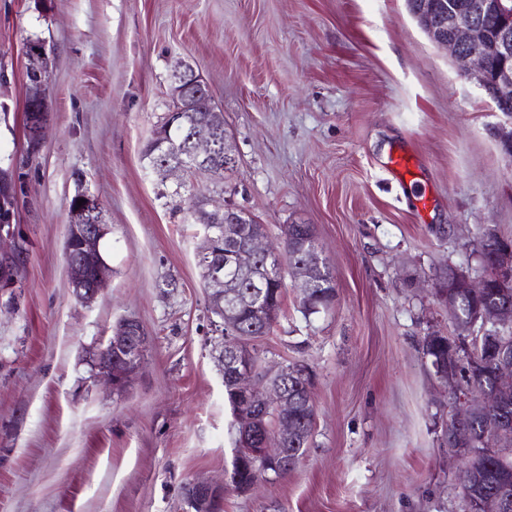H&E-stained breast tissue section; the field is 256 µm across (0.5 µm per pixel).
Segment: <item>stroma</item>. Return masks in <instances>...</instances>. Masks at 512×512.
Here are the masks:
<instances>
[{
  "instance_id": "35a3bbf8",
  "label": "stroma",
  "mask_w": 512,
  "mask_h": 512,
  "mask_svg": "<svg viewBox=\"0 0 512 512\" xmlns=\"http://www.w3.org/2000/svg\"><path fill=\"white\" fill-rule=\"evenodd\" d=\"M49 58V124L25 151L24 46ZM208 85L237 165L223 183L164 177L141 149L175 69ZM507 122L406 0H0V167L22 172L15 288L0 291V512H182L183 488L224 512H468L445 425L451 390L423 355L453 336L434 286L483 275L485 227L512 236ZM403 149L414 182L385 168ZM99 203L110 276L79 301L65 255L76 192ZM266 224L313 225L336 299L303 315L286 279L259 364L312 376L315 424L284 478L229 477L233 417L212 348L193 196ZM148 343L124 392L90 379L117 322ZM224 500V490L207 482L195 481L184 490L183 512H213L216 504Z\"/></svg>"
}]
</instances>
